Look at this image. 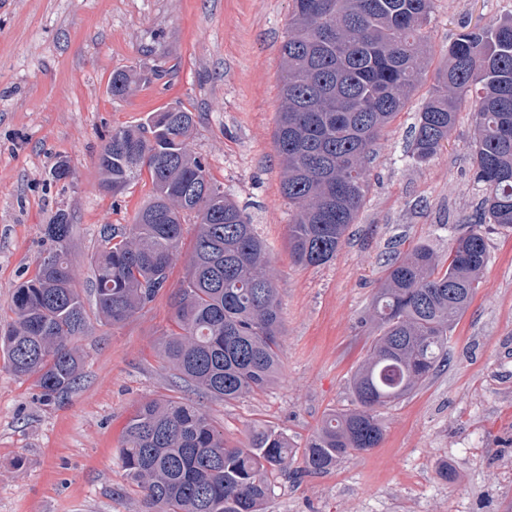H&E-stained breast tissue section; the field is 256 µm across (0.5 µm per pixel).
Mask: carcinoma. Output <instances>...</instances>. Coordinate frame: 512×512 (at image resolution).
Instances as JSON below:
<instances>
[{
	"mask_svg": "<svg viewBox=\"0 0 512 512\" xmlns=\"http://www.w3.org/2000/svg\"><path fill=\"white\" fill-rule=\"evenodd\" d=\"M432 4L292 0L273 142L282 193L296 206L288 230L296 263L330 262L356 223L369 187L365 161L426 75ZM132 83L128 71L113 72L112 96H128ZM467 98L475 107V181L486 190L478 219L445 267L424 245L388 263L369 308L376 336L349 381L353 407L328 413L299 449L266 425L228 445L188 399L143 403L125 428L120 458L145 512H265L278 472L295 464L304 476L318 475L378 447L381 410L448 362L452 328L489 259L484 225L512 229V18L466 29L448 45L414 125L415 162L443 148ZM194 126V113L178 105L105 140L101 187L115 194L146 170L152 199L132 223L100 228L91 292L101 320L130 319L166 287L183 225L194 220L187 273L173 293L175 330L159 342L160 354L173 379L229 402L277 377L279 291L265 244L190 150ZM74 231L64 210L46 225L50 247L35 276L16 288L11 322L0 326L8 366L34 378L47 399L71 392L82 375L75 340L86 333L88 314L70 258Z\"/></svg>",
	"mask_w": 512,
	"mask_h": 512,
	"instance_id": "obj_1",
	"label": "carcinoma"
}]
</instances>
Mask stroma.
<instances>
[{
	"label": "stroma",
	"mask_w": 512,
	"mask_h": 512,
	"mask_svg": "<svg viewBox=\"0 0 512 512\" xmlns=\"http://www.w3.org/2000/svg\"><path fill=\"white\" fill-rule=\"evenodd\" d=\"M292 0H0V325L16 288L47 247L46 224L70 213L78 287L92 276L102 225L129 224L149 202L142 174L119 193L100 186L98 155L112 130L182 104L195 115L190 147L266 245L281 301L282 366L266 390L198 404L228 443L257 423L303 446L323 416L352 408L348 380L368 347L365 323L387 256L417 244L447 257L485 193L473 179L474 120L461 103L431 160L409 156L433 74L463 26L512 16V0H434L428 74L366 163L369 190L334 260L296 264L295 209L281 192L273 147L280 46ZM134 74L123 99L112 73ZM71 175L52 181L57 161ZM195 227L166 288L112 326L86 298L77 345L83 377L46 400L34 379L0 359V512H143L119 460L125 427L149 399L180 395L158 352L173 326ZM489 262L449 342L448 361L412 395L384 409L379 447L316 477L278 476L267 512H512V229L486 228Z\"/></svg>",
	"instance_id": "obj_1"
}]
</instances>
